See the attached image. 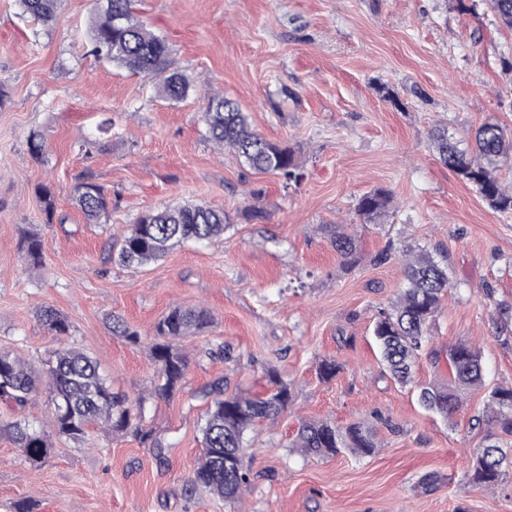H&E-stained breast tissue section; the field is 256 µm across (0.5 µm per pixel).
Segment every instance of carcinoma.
<instances>
[{"mask_svg":"<svg viewBox=\"0 0 512 512\" xmlns=\"http://www.w3.org/2000/svg\"><path fill=\"white\" fill-rule=\"evenodd\" d=\"M136 0H99L89 26L88 53L108 63L158 79L159 93L172 101L189 94L187 77L169 69L170 55L166 40L149 30L134 13ZM499 23L512 30V0H486ZM24 12L47 24L55 16L58 0H19ZM211 141L228 149L250 169L276 174L285 184L296 183L300 167L293 151L273 143L257 133L239 105L222 95L206 97L202 112ZM438 160L475 188L491 208L512 211V191L501 183L498 171L512 162V131L495 122H485L474 136V145L459 147L448 134V127L437 126L430 136ZM73 199L89 219H98L112 208L107 190L86 177L73 187ZM392 197L377 189L362 195L356 213L372 222L386 215ZM232 225L230 216L200 204L186 203L161 211L143 212L126 233L116 238L117 258L126 267H141L165 257L174 247L186 243H209L224 235ZM331 247L346 267L360 262L356 240L337 225L331 230ZM22 258L33 267L43 264L45 243L31 234L23 239ZM401 259L404 287L397 299L377 310L373 319V336L380 351L383 375L402 386L411 380L415 360L430 343L429 329L440 310L441 299L451 288L447 257L436 259L424 248L397 250L393 244L377 254L374 262ZM40 320L59 339L69 336L71 325L60 312L46 308ZM211 323V315L199 306H176L163 315L155 326L150 355L155 367L152 393L169 400L182 389L188 359L177 342L196 334ZM451 370L446 383H433L420 389L418 400L427 411L444 418L461 407L474 390L485 386L481 353L465 341L448 349ZM270 387L262 397L224 395L217 384L206 392L211 397L201 426L202 460L188 479L191 489L201 486L218 498L234 503L250 485L249 470L243 466L242 448L247 432L260 422L275 419L287 406L290 388L277 373H268ZM50 391L49 410L53 430L59 437L82 442L90 425L103 427L113 435L133 433L144 444L160 449L153 431L144 427L142 413L129 400L112 392L100 372L98 363L87 353L66 343L53 358L36 365L16 356L0 354V402L22 409L41 383ZM487 422H494L502 433L512 437V387L495 386L486 395ZM17 448L33 462L39 463L53 448L50 435L35 421L17 419L0 425ZM375 426L356 421L338 426L326 421L302 424L292 447L306 455L335 456L344 451L369 455L378 448ZM231 457L236 467L225 471L224 459ZM512 468V441H495L475 456L466 474L469 485L490 489L500 484Z\"/></svg>","mask_w":512,"mask_h":512,"instance_id":"carcinoma-1","label":"carcinoma"}]
</instances>
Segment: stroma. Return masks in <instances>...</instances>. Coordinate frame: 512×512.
I'll use <instances>...</instances> for the list:
<instances>
[{
	"label": "stroma",
	"mask_w": 512,
	"mask_h": 512,
	"mask_svg": "<svg viewBox=\"0 0 512 512\" xmlns=\"http://www.w3.org/2000/svg\"><path fill=\"white\" fill-rule=\"evenodd\" d=\"M96 0H59L42 25L18 0H0V352L48 359L60 342L46 307L71 325L70 344L97 360L113 392L142 398L162 456L133 435L94 427L84 442L54 438L53 454L25 460L0 433V512H512V474L491 490L465 474L490 424H476L484 390L450 419L425 410L418 391L448 378L443 359L463 340L481 350L487 387L512 384V343L497 339V303L512 304V211L492 210L435 157L430 133L466 136L486 121L512 129V30L484 5L457 0H138L147 27L166 38L172 69L197 92L175 103L155 81L88 53ZM388 83L393 106L376 92ZM247 112L264 138L290 146L303 180L243 166L205 136L202 91ZM108 132L98 133L103 120ZM41 134L42 156L29 149ZM99 146L84 154L86 137ZM112 193V210L87 221L72 199L82 177ZM50 187L48 222L39 186ZM392 195L382 223L357 216L358 198ZM192 202L233 221L212 244L180 245L155 263L112 259L116 237L146 209ZM264 208L250 218V205ZM346 225L362 261L342 267L330 225ZM46 245L41 267L23 238ZM448 256L455 287L430 328L441 361L417 360L413 381L384 379L372 340L377 307L404 283L400 262L373 264L388 243ZM176 305L203 306L212 324L180 340L189 359L181 392L149 396L155 325ZM120 318L141 338L111 332ZM340 371L329 381L322 361ZM275 370L291 403L248 434L251 487L236 504L188 479L201 460V396H254ZM389 418L373 455L325 458L292 448L306 421ZM21 252L22 258L29 266H41L45 258V243L38 235H28L23 239Z\"/></svg>",
	"instance_id": "35a3bbf8"
}]
</instances>
